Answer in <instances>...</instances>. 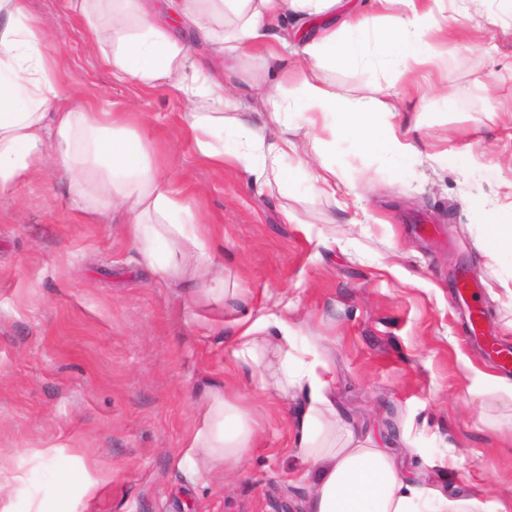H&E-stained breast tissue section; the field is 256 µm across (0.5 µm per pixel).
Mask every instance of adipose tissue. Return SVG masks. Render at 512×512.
Here are the masks:
<instances>
[{
    "mask_svg": "<svg viewBox=\"0 0 512 512\" xmlns=\"http://www.w3.org/2000/svg\"><path fill=\"white\" fill-rule=\"evenodd\" d=\"M68 2L70 11L83 17L89 41L105 47L113 77L204 98L191 114V128L199 152L215 165L240 163L257 182L282 183V161L297 150L288 136V117L294 112L307 113L313 125L338 118L340 129L358 145L382 149L395 159L413 149L389 121L397 110L391 95L346 98L321 69L338 56L370 62L373 42L388 45L401 64L424 63L428 38L439 29L441 0H374L376 10H400L399 24L386 29L377 27L374 18L351 16L340 32L305 45L306 73L273 112L271 121L279 128L273 139L264 130L245 128L223 75L185 74L183 35L191 33L206 49L223 54L261 50L277 59L289 47L288 37L272 33L279 15L290 8L323 12L335 8L337 0H168L162 14L146 0H103L95 10L89 0ZM224 10L234 13L237 26L219 38L212 19ZM48 33L28 0H0V200L12 198L17 184L41 167L54 165L76 195L78 210L122 225L141 264L163 280L188 293L223 282L209 227L172 190L147 145L134 144L130 113L93 112L74 103L57 80L56 58L41 50ZM227 127L241 133L238 151L214 143ZM275 325L278 366L259 382L281 394L291 388L304 393L293 424L294 444L307 465L304 512H482L477 499H451L419 486L387 449L356 426L341 423L329 365L296 362V339L289 336L287 322L279 319ZM201 396L206 423L190 448L205 472L236 471L253 448L248 413L223 390L205 388Z\"/></svg>",
    "mask_w": 512,
    "mask_h": 512,
    "instance_id": "1",
    "label": "adipose tissue"
}]
</instances>
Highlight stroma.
<instances>
[{"label":"stroma","instance_id":"1","mask_svg":"<svg viewBox=\"0 0 512 512\" xmlns=\"http://www.w3.org/2000/svg\"><path fill=\"white\" fill-rule=\"evenodd\" d=\"M443 0L442 33L415 73L327 64L350 98L398 96L397 130L415 147L392 160L363 150L302 112L290 116L300 153L284 185L202 157L186 122L192 105L163 87L114 80L64 0H30L63 17L44 52L57 78L93 109L130 108L161 171L208 224L224 265V297H182L142 266L120 225L79 222L52 171L0 202V512H279L305 494L294 446L299 398L254 386L274 358L235 356L243 319L286 320L300 360L327 362L344 422L388 448L405 473L450 495L512 512V399L454 303L461 277L500 347L512 349V255L488 249L512 225V0ZM341 0L278 20L305 43L340 28ZM251 127L303 70L254 82L247 54L213 58ZM332 165L335 191L298 175ZM240 398L257 431L234 475L197 473L184 459L205 408L195 389ZM396 420L395 434L383 421ZM58 451L51 469L44 449ZM99 485L87 492L88 477Z\"/></svg>","mask_w":512,"mask_h":512}]
</instances>
